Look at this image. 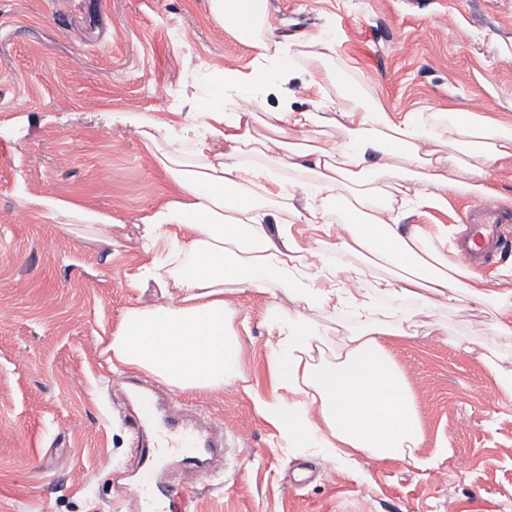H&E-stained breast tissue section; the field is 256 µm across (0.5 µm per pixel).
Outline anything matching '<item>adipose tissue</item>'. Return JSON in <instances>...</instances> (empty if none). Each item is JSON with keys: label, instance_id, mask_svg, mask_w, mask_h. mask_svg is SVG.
<instances>
[{"label": "adipose tissue", "instance_id": "adipose-tissue-1", "mask_svg": "<svg viewBox=\"0 0 512 512\" xmlns=\"http://www.w3.org/2000/svg\"><path fill=\"white\" fill-rule=\"evenodd\" d=\"M208 9L219 23L245 11L232 31L254 56L245 71L207 69L203 83L183 94L193 141H185L178 121L165 115H112L113 123L151 128L145 146L160 149L159 163L175 190L173 200L141 223L144 252L151 257L144 271L176 295L128 309L102 353L112 369H136L182 391L219 392L246 383L234 295L260 292L269 297L263 318L276 345L269 356L270 387L252 391L251 398L281 446L321 448L337 460L358 452L380 460L412 454L422 431L387 340L433 326L435 310L457 306L463 290L474 305L495 303L498 335H512V291L449 262L447 226L415 218L427 209H447L449 195L463 186L449 172L465 169L466 157L511 162L512 131L454 116L441 136L421 114L393 119L360 92L326 100L324 83L333 77L329 62L336 52L327 38L314 40L305 54L311 76L301 82L312 108L295 111L289 86L299 73L291 48L269 35L266 0H208ZM272 94L281 110L268 123V136L259 138L254 127ZM324 107L344 118L342 139L316 132L317 111ZM296 128L311 134L294 141ZM445 142L464 143L463 154L444 152ZM301 159L309 162L311 180L286 182L278 165ZM350 183L369 191L341 224H328ZM298 194L307 200L304 207L292 204ZM262 201L286 207L276 233L258 213ZM27 203L37 214L78 219L103 240L112 238L110 216L45 195L28 196ZM173 224L187 229L185 239L168 240ZM292 224L323 225L334 238L331 248L317 251L313 262L295 264L287 236ZM164 241L171 252H187L190 264L173 270L156 257ZM339 252L374 255L399 274L369 280L364 268L341 269ZM323 279L347 285L330 291L320 287ZM397 295L409 298V306H391ZM323 307L327 325L309 315Z\"/></svg>", "mask_w": 512, "mask_h": 512}]
</instances>
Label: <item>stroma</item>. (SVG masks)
<instances>
[{
	"mask_svg": "<svg viewBox=\"0 0 512 512\" xmlns=\"http://www.w3.org/2000/svg\"><path fill=\"white\" fill-rule=\"evenodd\" d=\"M272 36L300 47L336 41L338 98L346 83L386 110L447 107L474 123L512 124V0H267ZM251 47L214 21L207 0H0V512H119L117 474L131 463L122 388L100 342L130 308L159 304L155 282L133 288L146 263L139 219L172 198L145 139L116 112L156 114L199 82L200 66L247 68ZM48 195L111 215V242L63 231L30 211ZM267 297L247 291L242 363L270 382L276 338ZM449 335L426 330L391 344L424 441L416 463L367 454L326 461L318 448H282L240 387L169 388L217 416L233 446L223 480L183 479L197 512H512V395L480 358L512 356L493 307L440 309Z\"/></svg>",
	"mask_w": 512,
	"mask_h": 512,
	"instance_id": "stroma-1",
	"label": "stroma"
}]
</instances>
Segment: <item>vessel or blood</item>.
<instances>
[{"instance_id": "b4317fda", "label": "vessel or blood", "mask_w": 512, "mask_h": 512, "mask_svg": "<svg viewBox=\"0 0 512 512\" xmlns=\"http://www.w3.org/2000/svg\"><path fill=\"white\" fill-rule=\"evenodd\" d=\"M463 222L466 231L457 250L464 261L482 264L487 255L512 249L511 215L474 204ZM126 406L130 443L138 454L132 474L137 492L125 501L126 512H195L185 486L167 479L166 462L174 454L192 471L222 477L215 466L227 443L222 427L200 421L189 409L173 418L163 393L134 380L129 383Z\"/></svg>"}]
</instances>
